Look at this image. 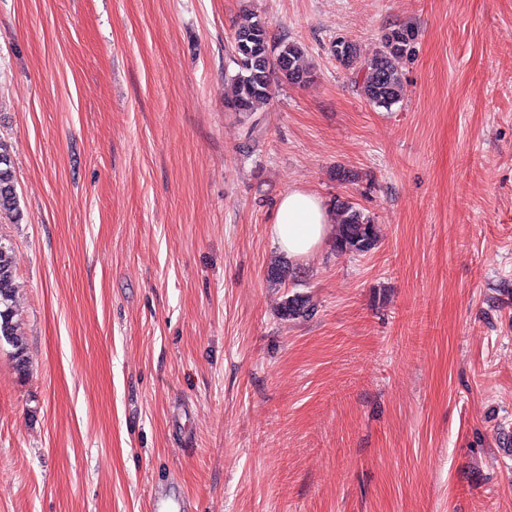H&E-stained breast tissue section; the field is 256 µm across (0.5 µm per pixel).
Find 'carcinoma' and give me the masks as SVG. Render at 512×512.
<instances>
[{
    "instance_id": "1",
    "label": "carcinoma",
    "mask_w": 512,
    "mask_h": 512,
    "mask_svg": "<svg viewBox=\"0 0 512 512\" xmlns=\"http://www.w3.org/2000/svg\"><path fill=\"white\" fill-rule=\"evenodd\" d=\"M415 29L394 25L381 35L378 50L361 58L355 43L339 38L332 46L336 61L345 68L363 73L358 84L360 94L376 108L386 110L397 104L403 91L402 63L414 55ZM237 72L230 77L232 97L226 107L239 114L250 115L262 109L273 94L276 82L291 85L311 83L313 74L306 64L302 47L283 40L271 44L268 24L256 16L238 27L234 36ZM0 215L12 220L20 218L17 181L10 146L0 140ZM335 247L344 253L363 254L379 243L378 227L364 212L349 200L333 203ZM15 253L10 243L0 237V340L13 348L16 368L25 372L28 367L26 344L15 322ZM313 310L309 298L294 295L281 307L285 319H298Z\"/></svg>"
}]
</instances>
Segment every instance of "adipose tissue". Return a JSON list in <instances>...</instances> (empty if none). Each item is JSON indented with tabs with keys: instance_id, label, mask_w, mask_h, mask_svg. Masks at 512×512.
Here are the masks:
<instances>
[{
	"instance_id": "ef3b65f1",
	"label": "adipose tissue",
	"mask_w": 512,
	"mask_h": 512,
	"mask_svg": "<svg viewBox=\"0 0 512 512\" xmlns=\"http://www.w3.org/2000/svg\"><path fill=\"white\" fill-rule=\"evenodd\" d=\"M332 210L320 197L303 189L284 193L268 235L288 258L304 260L314 255L333 232Z\"/></svg>"
}]
</instances>
